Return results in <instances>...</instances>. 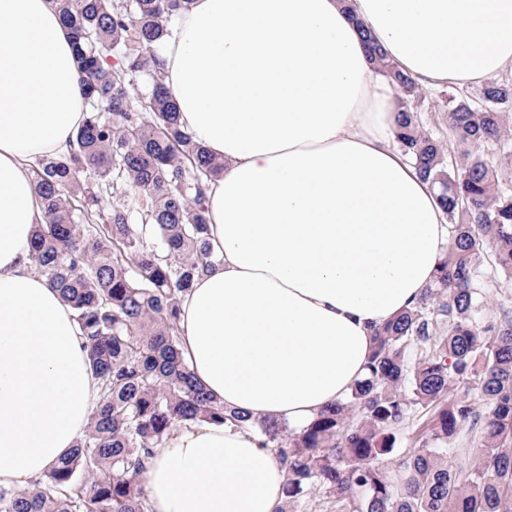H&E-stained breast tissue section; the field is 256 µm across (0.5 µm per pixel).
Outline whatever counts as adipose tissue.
<instances>
[{"instance_id": "adipose-tissue-1", "label": "adipose tissue", "mask_w": 512, "mask_h": 512, "mask_svg": "<svg viewBox=\"0 0 512 512\" xmlns=\"http://www.w3.org/2000/svg\"><path fill=\"white\" fill-rule=\"evenodd\" d=\"M369 30L423 86L512 68V0H190L159 55L182 129L224 172L215 267L180 304L181 349L226 410L296 430L345 398L374 333L448 245L434 193L394 147L397 102ZM85 118L53 0H0V484L33 487L82 436L99 388L72 308L29 264V164ZM150 512H278L285 472L251 430L186 424L144 475Z\"/></svg>"}]
</instances>
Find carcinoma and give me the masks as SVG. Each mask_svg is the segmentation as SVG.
Segmentation results:
<instances>
[{
    "instance_id": "cac0c4a2",
    "label": "carcinoma",
    "mask_w": 512,
    "mask_h": 512,
    "mask_svg": "<svg viewBox=\"0 0 512 512\" xmlns=\"http://www.w3.org/2000/svg\"><path fill=\"white\" fill-rule=\"evenodd\" d=\"M86 107L65 155L31 165L44 206L30 267L75 311L101 396L83 436L0 512H146L143 475L187 423L257 429L286 472L280 512H512V83L448 97L449 148L415 110L419 86L367 31L397 93L396 142L438 190L449 243L419 300L375 333L367 376L300 431L228 413L180 350L179 304L218 256L206 189L223 165L181 129L157 52L189 0H54ZM427 411L430 436L394 455ZM471 448H452L462 430Z\"/></svg>"
}]
</instances>
